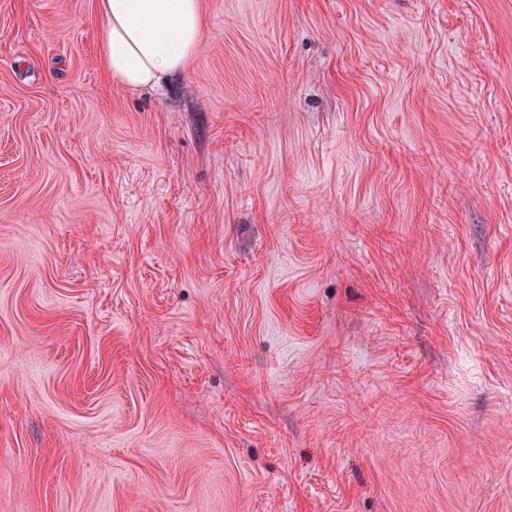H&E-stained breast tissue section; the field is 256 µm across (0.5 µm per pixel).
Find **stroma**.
<instances>
[{
  "mask_svg": "<svg viewBox=\"0 0 512 512\" xmlns=\"http://www.w3.org/2000/svg\"><path fill=\"white\" fill-rule=\"evenodd\" d=\"M203 7L0 0V512H512V0ZM95 8L104 22L101 68L124 87L159 85L184 70L206 28L201 0H95Z\"/></svg>",
  "mask_w": 512,
  "mask_h": 512,
  "instance_id": "1",
  "label": "stroma"
}]
</instances>
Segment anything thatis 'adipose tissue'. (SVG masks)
Returning <instances> with one entry per match:
<instances>
[{"label": "adipose tissue", "mask_w": 512, "mask_h": 512, "mask_svg": "<svg viewBox=\"0 0 512 512\" xmlns=\"http://www.w3.org/2000/svg\"><path fill=\"white\" fill-rule=\"evenodd\" d=\"M95 8L101 68L124 87L157 85L184 70L206 28L201 0H95Z\"/></svg>", "instance_id": "1"}]
</instances>
